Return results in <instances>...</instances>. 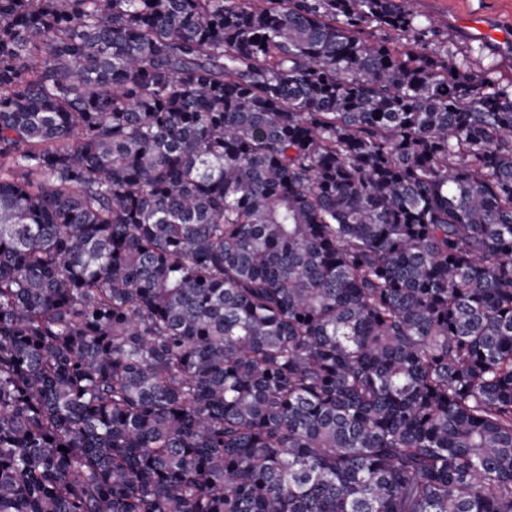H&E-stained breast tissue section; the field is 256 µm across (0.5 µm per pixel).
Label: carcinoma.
I'll return each mask as SVG.
<instances>
[{
    "mask_svg": "<svg viewBox=\"0 0 512 512\" xmlns=\"http://www.w3.org/2000/svg\"><path fill=\"white\" fill-rule=\"evenodd\" d=\"M0 512H512L495 69L408 0H0Z\"/></svg>",
    "mask_w": 512,
    "mask_h": 512,
    "instance_id": "1",
    "label": "carcinoma"
}]
</instances>
